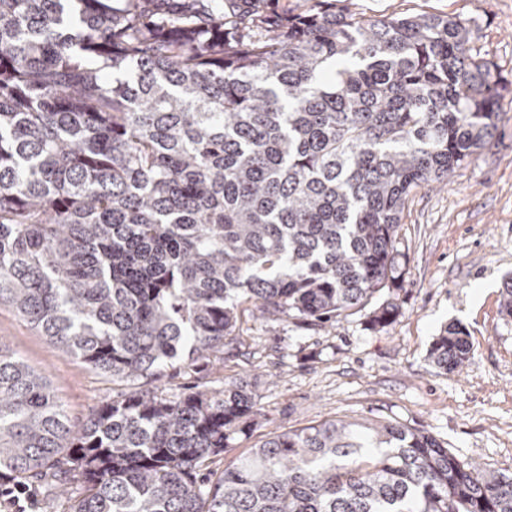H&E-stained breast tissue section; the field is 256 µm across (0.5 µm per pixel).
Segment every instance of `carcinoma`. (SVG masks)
Segmentation results:
<instances>
[{"label": "carcinoma", "mask_w": 512, "mask_h": 512, "mask_svg": "<svg viewBox=\"0 0 512 512\" xmlns=\"http://www.w3.org/2000/svg\"><path fill=\"white\" fill-rule=\"evenodd\" d=\"M0 0V304L118 379L230 354L247 315L387 326L411 192L494 141L468 22L329 0ZM465 331L429 356L462 370ZM243 379L139 390L71 426L0 347V477L69 512H512V476L424 430L327 420L211 480Z\"/></svg>", "instance_id": "obj_1"}]
</instances>
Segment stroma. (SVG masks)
<instances>
[{"label": "stroma", "mask_w": 512, "mask_h": 512, "mask_svg": "<svg viewBox=\"0 0 512 512\" xmlns=\"http://www.w3.org/2000/svg\"><path fill=\"white\" fill-rule=\"evenodd\" d=\"M368 16L422 11L457 15L479 58L512 81V0H356ZM400 313L384 328L358 313L322 330L246 317L236 356L166 364L156 380H114L64 353L12 307L0 305V343L50 381L73 426L135 388L172 395L247 380L256 426L211 468L221 474L270 434L330 418H385L424 430L462 459L512 474V319L500 295L512 277V92L492 146L433 189L411 196L398 229ZM449 325L472 350L461 372L435 368L428 351Z\"/></svg>", "instance_id": "1"}]
</instances>
